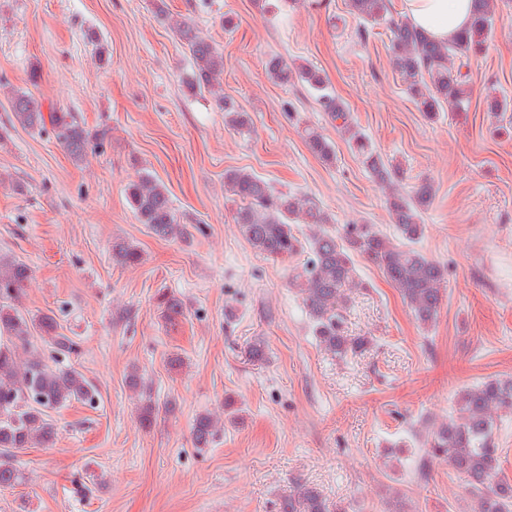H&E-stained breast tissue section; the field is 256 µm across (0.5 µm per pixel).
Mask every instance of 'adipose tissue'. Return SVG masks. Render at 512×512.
<instances>
[{
    "instance_id": "adipose-tissue-1",
    "label": "adipose tissue",
    "mask_w": 512,
    "mask_h": 512,
    "mask_svg": "<svg viewBox=\"0 0 512 512\" xmlns=\"http://www.w3.org/2000/svg\"><path fill=\"white\" fill-rule=\"evenodd\" d=\"M472 13V0H405L409 21L442 42L454 39L466 29Z\"/></svg>"
}]
</instances>
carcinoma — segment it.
Listing matches in <instances>:
<instances>
[{
	"label": "carcinoma",
	"mask_w": 512,
	"mask_h": 512,
	"mask_svg": "<svg viewBox=\"0 0 512 512\" xmlns=\"http://www.w3.org/2000/svg\"><path fill=\"white\" fill-rule=\"evenodd\" d=\"M351 12L368 26L383 23L390 32L392 69L401 78L418 109L428 118L441 112H465L472 99L469 72L472 58L483 53L491 40L495 0H475L470 26L450 42H439L413 26L405 17H394L389 0H349ZM173 31L188 49L193 69L183 79L192 92L214 97L224 112V124L234 130L250 128L249 116L224 96L221 79L224 57L212 42L188 20L173 25ZM266 75L275 83H300L309 88L321 108L328 112L349 147L365 168L385 185L398 178L396 166L378 153L366 135L353 123L350 113L336 98L327 79L304 61L269 58ZM11 122L24 129L46 133L58 141L74 162L102 143L108 130L89 132L71 112L43 111L42 102L30 91L13 90L8 95ZM309 149L326 162L336 158L333 143L320 132L306 134ZM224 184L239 200L236 223L251 247L272 258L307 254L292 285L302 294L309 329L318 345L332 356L345 359L360 354L371 344L368 336H350L345 329L348 290L362 287L355 258L377 266L398 289L415 321L430 327L438 319L443 300L446 270L427 258L416 244L424 233L423 215L434 197L433 185L422 182L404 194L393 192L388 203L393 224L387 234L371 224H349L342 229L312 198L291 192H277L259 175L242 169L224 173ZM127 201L136 220L162 239L189 236V229L174 211L167 187L147 171L138 173L126 188ZM315 227L305 237L299 225ZM112 256L126 266L137 265L141 253L133 244L112 245ZM30 278L29 267L17 260L0 257V489L25 483L15 463V453L32 445L50 446L57 425L50 412L72 402L92 405L96 388L62 359L75 352L76 343L57 333L54 316H33L19 306ZM163 317L173 322L183 315L181 301L161 296ZM38 334L53 349L55 365H49L42 351L31 342ZM459 417L440 424L421 443L419 466L444 462L466 484L475 512H512V482L501 475L498 448V418L512 412V378L488 379L463 388L456 394ZM151 394H144L140 421L150 426L160 412ZM218 421L205 414L193 424L196 447L209 445L218 432ZM281 512H342L316 489L306 487L283 503Z\"/></svg>",
	"instance_id": "obj_1"
}]
</instances>
